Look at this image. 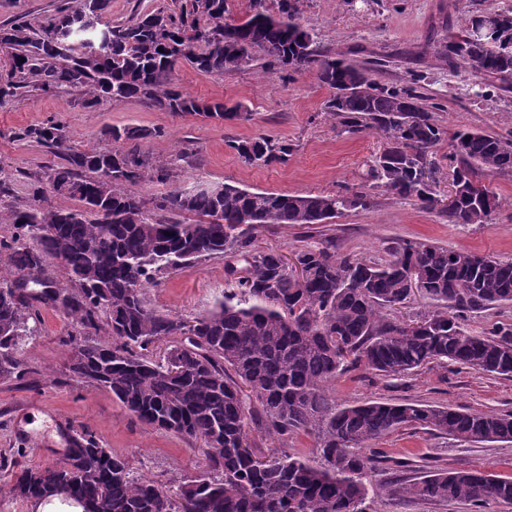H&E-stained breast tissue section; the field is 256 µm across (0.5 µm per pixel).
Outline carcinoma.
Masks as SVG:
<instances>
[{
  "instance_id": "1",
  "label": "carcinoma",
  "mask_w": 512,
  "mask_h": 512,
  "mask_svg": "<svg viewBox=\"0 0 512 512\" xmlns=\"http://www.w3.org/2000/svg\"><path fill=\"white\" fill-rule=\"evenodd\" d=\"M108 2L74 0L44 21L1 23L0 47L12 50V64L0 76V99L69 87L89 104L137 98L179 115L232 120L241 105L204 102L177 89L176 69L187 63L222 75L252 65L259 52L270 69L314 70L333 92L325 109L341 132L368 129L388 147L371 166L374 183L357 191L302 196L226 183L217 196L175 183L147 199L137 185L172 178L166 164L142 151L160 131L113 126L105 131L106 145L80 149L59 122L24 129L20 138L52 149L61 163L4 219L13 233L0 237V259L15 278L0 284V378H26L20 341L39 320V308L58 311L73 325L63 340L72 353L70 372L111 393L139 422L202 439L206 472L169 495L158 481L135 475L130 456L83 430L72 436L62 463L12 475L9 494L40 502L65 483L73 493L64 499L92 503L95 512H366L376 459L365 450L393 431L419 427L469 443H512V413L374 400L343 406L331 392L355 366L395 378L449 363L512 377V324L478 333L462 324L471 313L512 303V260L404 240L375 262L343 255L323 240L292 252L300 279L283 254L253 248L262 227L309 226L366 210L378 188L435 209L426 170L446 131L423 97L378 83L372 68L323 54L300 23L299 0H278L276 16L265 12V0H251L253 14L238 23L224 22L225 0H184L176 16L158 9L103 24ZM452 44L438 50L449 66L512 79L507 44L481 45L467 63L451 55ZM230 147L251 165L284 163L292 153L290 144L267 137ZM450 147L453 179L471 194L444 210L448 223L483 224L500 200L480 178L512 171V134L458 132ZM57 196L81 208L59 207ZM214 256L231 261L224 265V293L211 309L188 321L149 306L144 289L157 276ZM49 258L67 281L47 275ZM414 279L436 308L408 333L389 312L416 292ZM169 338L182 367L178 376L150 356L156 342ZM259 430L280 439L310 435L316 452L261 448ZM392 492L467 501L473 512H485L492 502L512 504V476L436 469Z\"/></svg>"
}]
</instances>
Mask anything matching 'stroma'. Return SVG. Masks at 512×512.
Returning a JSON list of instances; mask_svg holds the SVG:
<instances>
[{"mask_svg":"<svg viewBox=\"0 0 512 512\" xmlns=\"http://www.w3.org/2000/svg\"><path fill=\"white\" fill-rule=\"evenodd\" d=\"M512 9V0H300L303 26L327 55L374 68L377 81L409 86L424 96L438 123L448 131L469 128L494 134L512 131V83L488 87L474 71L449 67L435 47L457 32L474 12ZM175 84L202 101L242 105L245 119L221 121L182 117L147 107L130 98L96 105L81 92L48 93L0 104V180L11 194L0 196V216L33 193L45 167L58 159L47 148L20 139L21 130L47 121L61 122L71 143L81 149L104 144L112 126L135 124L158 129L144 145L153 160L174 166V180L228 183L250 190L293 195H327L360 189L369 181V161L387 143L370 131L340 133L325 112L330 89L313 71L267 72L261 63L221 75L181 65ZM265 135L288 141L287 162L255 166L245 163L231 141ZM501 205L483 224H452L441 210L420 209L410 197L378 189L374 204L327 224H275L255 233L258 250L290 254L296 247L331 238L340 253L381 260L388 247L403 239L426 241L458 251L512 260V171L485 177ZM224 258L197 261L159 275L148 287L150 306L192 318L211 307L225 287ZM72 329L61 313L48 310L27 336L22 356L28 378L0 379V512H37L34 504L13 500L8 492L12 471L61 463L63 436L82 429L107 448L133 456L136 474L177 489L204 470L198 441L152 429L123 409L110 393L90 387L69 371L70 353L60 340ZM333 393L342 405L367 400L420 402L479 412H512V378L490 376L433 363L399 379L351 369ZM56 425L48 442L31 436V428ZM384 455L369 489L368 512H471L463 502L420 501L391 494L390 489L436 468H477L512 473V443H460L411 427L378 441ZM413 454L416 466L401 470L389 458Z\"/></svg>","mask_w":512,"mask_h":512,"instance_id":"35a3bbf8","label":"stroma"}]
</instances>
